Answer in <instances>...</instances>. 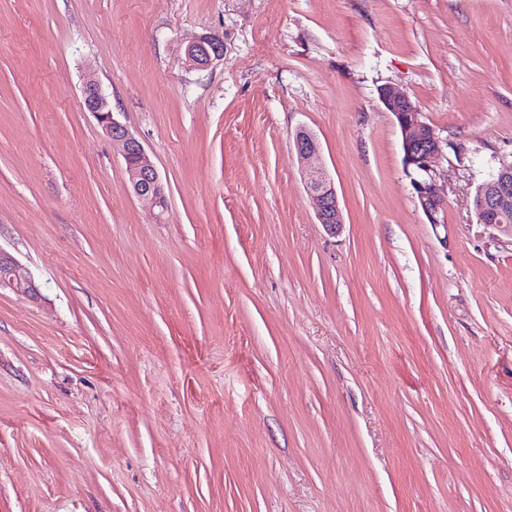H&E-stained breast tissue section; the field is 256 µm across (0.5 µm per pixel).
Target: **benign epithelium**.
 <instances>
[{
  "mask_svg": "<svg viewBox=\"0 0 512 512\" xmlns=\"http://www.w3.org/2000/svg\"><path fill=\"white\" fill-rule=\"evenodd\" d=\"M223 44L214 35H203L190 42L185 49L188 65L196 70L209 67L221 55ZM83 104L102 126L112 147L125 162L131 192L149 200L158 212L167 206L165 185L160 173L148 156L142 143L128 127L115 117L108 97L101 85L92 77L85 79L82 89ZM379 100L385 111L391 113L402 136L403 163L411 175V186L421 209L432 224L441 223L440 214L445 200L440 196L434 177L433 163L439 156L440 140L435 130L423 120L416 103L391 86L379 89ZM295 148L299 162L305 170L307 189L317 203V220L332 234L343 225L342 212L334 182L329 173L315 164L320 143L316 136L301 130L297 133ZM473 209L477 223L504 225L512 213V163H502L476 192ZM9 288L32 296L39 285L30 271L10 253L0 249V289Z\"/></svg>",
  "mask_w": 512,
  "mask_h": 512,
  "instance_id": "1",
  "label": "benign epithelium"
}]
</instances>
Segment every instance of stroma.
<instances>
[{"label":"stroma","instance_id":"obj_1","mask_svg":"<svg viewBox=\"0 0 512 512\" xmlns=\"http://www.w3.org/2000/svg\"><path fill=\"white\" fill-rule=\"evenodd\" d=\"M385 85L442 142L440 223ZM504 161L512 0H0V248L40 285L0 290V512H512V237L472 208ZM222 51L223 44L219 38L214 35H203L187 45L186 62L193 69L204 70L214 58L221 55ZM82 97L85 110L96 118L112 142L113 149L122 156L131 192L149 200L158 209L156 216L159 217L167 206L165 185L142 143L115 117L108 97L93 77L85 79ZM299 162L305 170L307 189L317 203V220L332 234L343 225L342 212L334 182L329 173L315 164L319 156L320 143L316 136L300 130L295 140Z\"/></svg>","mask_w":512,"mask_h":512}]
</instances>
